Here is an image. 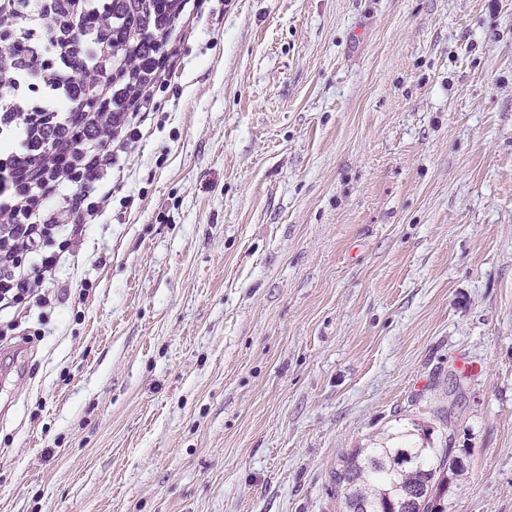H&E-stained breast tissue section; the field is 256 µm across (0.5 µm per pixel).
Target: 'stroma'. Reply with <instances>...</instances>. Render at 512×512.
Here are the masks:
<instances>
[{"label":"stroma","instance_id":"obj_1","mask_svg":"<svg viewBox=\"0 0 512 512\" xmlns=\"http://www.w3.org/2000/svg\"><path fill=\"white\" fill-rule=\"evenodd\" d=\"M112 206L0 322V512H339L428 430L512 512V0H196Z\"/></svg>","mask_w":512,"mask_h":512}]
</instances>
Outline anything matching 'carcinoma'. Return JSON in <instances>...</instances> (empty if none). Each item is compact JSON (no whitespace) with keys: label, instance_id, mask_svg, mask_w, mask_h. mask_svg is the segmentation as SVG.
<instances>
[{"label":"carcinoma","instance_id":"1","mask_svg":"<svg viewBox=\"0 0 512 512\" xmlns=\"http://www.w3.org/2000/svg\"><path fill=\"white\" fill-rule=\"evenodd\" d=\"M452 449L398 436V442L353 448L334 472L346 512H446L448 475L456 476Z\"/></svg>","mask_w":512,"mask_h":512}]
</instances>
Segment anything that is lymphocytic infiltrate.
<instances>
[{
  "label": "lymphocytic infiltrate",
  "mask_w": 512,
  "mask_h": 512,
  "mask_svg": "<svg viewBox=\"0 0 512 512\" xmlns=\"http://www.w3.org/2000/svg\"><path fill=\"white\" fill-rule=\"evenodd\" d=\"M191 2L0 0L1 316L50 304L48 284L111 204Z\"/></svg>",
  "instance_id": "f902f5d3"
}]
</instances>
